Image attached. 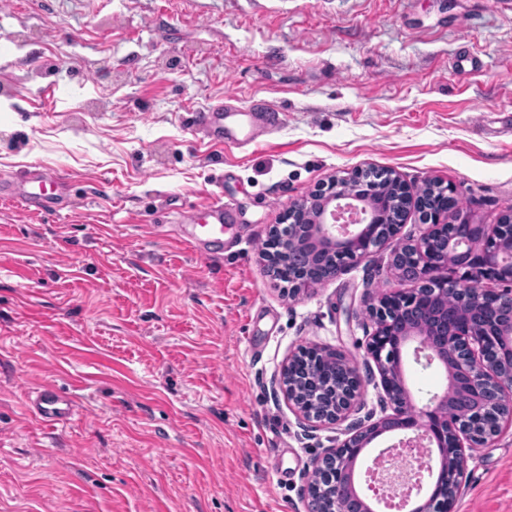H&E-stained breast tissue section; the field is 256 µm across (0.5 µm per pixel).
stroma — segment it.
<instances>
[{
	"mask_svg": "<svg viewBox=\"0 0 512 512\" xmlns=\"http://www.w3.org/2000/svg\"><path fill=\"white\" fill-rule=\"evenodd\" d=\"M228 94L278 101L280 127L208 144L193 112ZM36 166L65 179L59 210L0 200V512H309L313 460L385 409L366 342L404 284L387 244L294 293L265 244L370 168L452 184V223L512 210V0H0V174ZM212 199L216 256L181 240ZM301 346L356 366L345 422L289 409ZM402 366L417 406L445 391L412 348ZM39 383L75 400L67 424L29 415ZM454 512H512V427Z\"/></svg>",
	"mask_w": 512,
	"mask_h": 512,
	"instance_id": "obj_1",
	"label": "stroma"
}]
</instances>
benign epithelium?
I'll list each match as a JSON object with an SVG mask.
<instances>
[{
    "instance_id": "obj_1",
    "label": "benign epithelium",
    "mask_w": 512,
    "mask_h": 512,
    "mask_svg": "<svg viewBox=\"0 0 512 512\" xmlns=\"http://www.w3.org/2000/svg\"><path fill=\"white\" fill-rule=\"evenodd\" d=\"M401 189L406 209H414L426 229L406 243L414 259V268L406 278L411 288L381 298L375 308V330L367 342V353L377 364L389 411L313 461L319 483L308 484L307 491L310 499L320 501V512H346L344 497L352 500L355 512H375L355 487L354 465L368 444L393 429L414 433L402 441V447L410 451L427 440L436 446L442 459L437 488L413 512H452L472 452L491 442L503 424H512V308L487 309L483 298H474L467 292L468 278L485 274L489 279L510 284L496 290L495 295L499 301L512 305V240L501 238L502 224L512 222V211L504 214L499 224L464 223L458 242L465 244V249L458 251L450 242L441 244V235L448 232L443 218L448 213V200L455 197L454 187L443 186L444 202L424 200L405 183ZM366 191L365 180L354 177L294 202L288 209L287 224L274 229L271 266L288 260L295 247V227L307 228V262L322 269L327 280L341 272L338 267L326 266L329 253L344 249L358 260L395 237L405 213L383 212L382 200L373 206L365 204ZM450 293L471 304L473 315L436 312L437 299ZM412 342L416 343V358H424L428 365L438 361L449 367L448 389L462 392L474 410L491 414L490 424L475 432L455 422L448 416L446 393L431 398L423 407L411 403L402 385L401 355ZM323 354L322 349L300 347L288 356L280 375L288 407L318 426L339 424L361 406V379L350 363L346 391L323 414L311 409L308 400L292 385L290 377L296 363ZM397 457L409 485L432 465L430 451L413 460L403 452Z\"/></svg>"
}]
</instances>
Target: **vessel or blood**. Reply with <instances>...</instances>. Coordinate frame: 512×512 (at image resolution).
Listing matches in <instances>:
<instances>
[{
    "mask_svg": "<svg viewBox=\"0 0 512 512\" xmlns=\"http://www.w3.org/2000/svg\"><path fill=\"white\" fill-rule=\"evenodd\" d=\"M194 124L210 141L228 146H249L264 141L279 127V110L265 99L244 106L227 96L199 109ZM62 181L43 168H36L16 180L0 178V198L20 201L31 211L49 208ZM227 208L213 200L201 208L186 211L183 217V241L194 251L216 254L224 248ZM32 416L47 424L67 422L74 411L70 396L54 385H43L27 396Z\"/></svg>",
    "mask_w": 512,
    "mask_h": 512,
    "instance_id": "obj_1",
    "label": "vessel or blood"
}]
</instances>
